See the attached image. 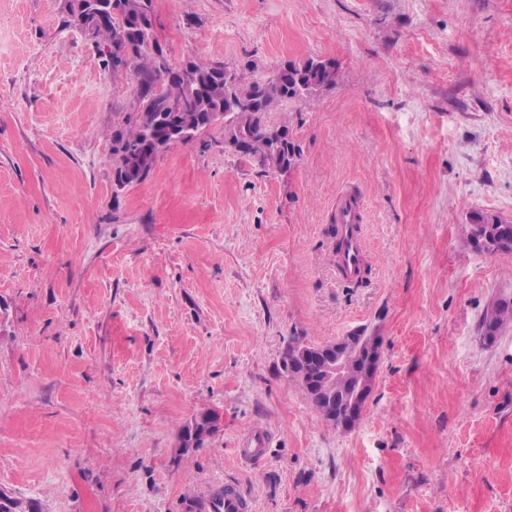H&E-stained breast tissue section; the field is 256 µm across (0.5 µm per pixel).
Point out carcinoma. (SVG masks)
Returning <instances> with one entry per match:
<instances>
[{
	"instance_id": "1",
	"label": "carcinoma",
	"mask_w": 512,
	"mask_h": 512,
	"mask_svg": "<svg viewBox=\"0 0 512 512\" xmlns=\"http://www.w3.org/2000/svg\"><path fill=\"white\" fill-rule=\"evenodd\" d=\"M94 0H67L66 12L74 23L90 22L94 38L107 42L105 66L130 69L137 80L134 111L112 127V169L117 190L139 184L151 174L158 155L173 140L165 130L146 136L147 127L159 116L195 129L207 128L210 112H233L235 120L247 125L249 136L238 152L252 157L259 166L281 169L294 164L299 151L277 150L271 134L286 132L288 126L272 125L267 115L288 101L312 104L338 80L336 66L309 57L289 62L277 76L266 79L244 73L231 74L220 65L189 61L174 69L163 47L153 35V0H105L112 12L103 20L87 9ZM512 236V224H495L488 229L484 251L495 253L499 245L494 232ZM512 322V303L502 300L487 312L483 334L495 337ZM0 512H36L7 493L0 494Z\"/></svg>"
}]
</instances>
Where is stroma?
Wrapping results in <instances>:
<instances>
[{"label": "stroma", "instance_id": "1", "mask_svg": "<svg viewBox=\"0 0 512 512\" xmlns=\"http://www.w3.org/2000/svg\"><path fill=\"white\" fill-rule=\"evenodd\" d=\"M64 0H0V490L39 512H188L239 481L253 512H512V0H153L172 67L268 78L333 61L313 105L269 113L300 148L263 169L217 124L116 192L129 69ZM358 195L371 259L337 273L336 209ZM367 325L382 361L352 430L281 366L290 337ZM202 410L223 424L178 457ZM267 431L263 456L236 445ZM474 215L471 224H470V233L468 237L469 244L476 250L480 249V244L478 243L479 239L474 231V226H477V224H485V214H482L480 212H473L471 216ZM488 218L490 219V222L492 224H495L491 227H489L488 231V238L489 241H486L484 250H479L482 252H488V253H495L499 251V245L494 237V232L500 228L499 234L503 237H511L512 236V224L504 223L501 219L494 215H488ZM509 322H512V303L502 300L487 312L482 324L483 334L492 340L499 329Z\"/></svg>", "mask_w": 512, "mask_h": 512}]
</instances>
